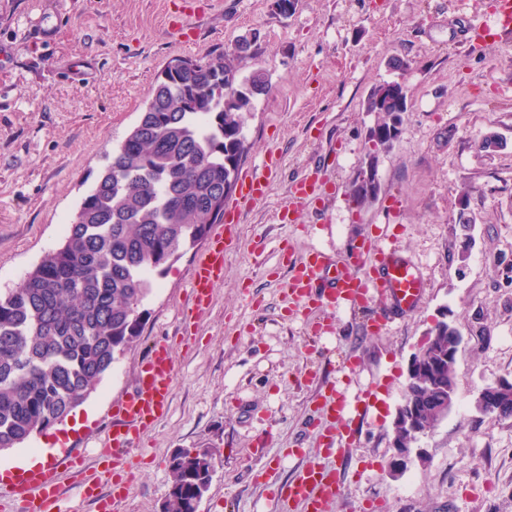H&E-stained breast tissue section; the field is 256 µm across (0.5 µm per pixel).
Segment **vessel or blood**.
Listing matches in <instances>:
<instances>
[{
  "mask_svg": "<svg viewBox=\"0 0 512 512\" xmlns=\"http://www.w3.org/2000/svg\"><path fill=\"white\" fill-rule=\"evenodd\" d=\"M497 15L494 27L474 29V36L495 41L511 37L512 0H499ZM269 188L265 173L245 172L238 196L225 213L226 223H238L243 207L263 200ZM228 248L227 239L218 234L197 257L189 283L185 326H192L210 307L213 288L224 277ZM366 265L371 266V274H362ZM425 289L422 270L402 258L394 247L363 243L340 261L319 251L296 260L290 269L288 300L295 310L314 305L326 312L370 307L367 326L376 334L393 322L396 313L415 307ZM175 372L171 343L154 342L139 361L133 386L116 405L107 433L95 450L97 469L87 471L82 455L63 451L56 462L21 471L18 477L7 481L0 479V496L7 494L18 500L21 512H61L59 471L66 468L78 474L83 499L98 503L101 512H116L131 492L132 453L145 431L169 412ZM371 408L367 396L351 402L335 388L321 394L319 446L323 459L301 469L281 489L278 501L282 512H293L297 507L302 512H329L330 504L342 494V479L328 460L354 445ZM105 482L110 485L106 494L101 491Z\"/></svg>",
  "mask_w": 512,
  "mask_h": 512,
  "instance_id": "vessel-or-blood-1",
  "label": "vessel or blood"
}]
</instances>
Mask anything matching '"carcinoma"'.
I'll list each match as a JSON object with an SVG mask.
<instances>
[{
    "label": "carcinoma",
    "mask_w": 512,
    "mask_h": 512,
    "mask_svg": "<svg viewBox=\"0 0 512 512\" xmlns=\"http://www.w3.org/2000/svg\"><path fill=\"white\" fill-rule=\"evenodd\" d=\"M250 48L244 38L222 57L177 60L183 72L166 68L129 132L139 148H117L64 242L0 293V448L61 423L96 390L140 336L139 308L152 277L223 219L246 153L245 114L272 89L260 69L237 78L236 60ZM221 76L228 89L217 97L212 86ZM406 98L405 86L393 81L375 86L365 102V111L379 114L375 132L391 143ZM371 174L372 164L355 178L351 201L358 208L377 198ZM451 335L446 324L435 333L406 394L418 420L433 427L428 386ZM169 471L164 512H194L211 480L208 455L182 449Z\"/></svg>",
    "instance_id": "cac0c4a2"
}]
</instances>
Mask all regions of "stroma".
Instances as JSON below:
<instances>
[{"label": "stroma", "mask_w": 512, "mask_h": 512, "mask_svg": "<svg viewBox=\"0 0 512 512\" xmlns=\"http://www.w3.org/2000/svg\"><path fill=\"white\" fill-rule=\"evenodd\" d=\"M495 8L496 0H296L285 16L275 0H0V292L63 242L172 60L216 57L251 38L238 75L263 69L272 90L246 116L241 168L277 161L267 197L230 230L224 279L192 328L194 343L179 340L192 248L155 276L140 337L97 391L47 435L1 452L0 469L48 439L93 462L139 359L165 338L176 361L171 409L142 438L120 512H162L168 461L192 448L214 463L197 512H277L272 488L320 458L315 399L335 384L371 395L374 408L359 446L336 460L346 482L333 512L377 502L381 512H512V418L492 421L474 407L480 388L512 377V40L468 33ZM391 81L405 86L408 110L392 148L373 157L378 116L364 103ZM489 132L498 151L480 146ZM370 162L379 198L360 210L352 182ZM304 174L315 176L321 200L281 222ZM387 235L426 278L416 309L376 336L362 335L361 311L329 315L327 334L313 327L319 312H289L290 261L313 249L341 256ZM442 320L463 336L455 406L393 478L407 367Z\"/></svg>", "instance_id": "35a3bbf8"}]
</instances>
